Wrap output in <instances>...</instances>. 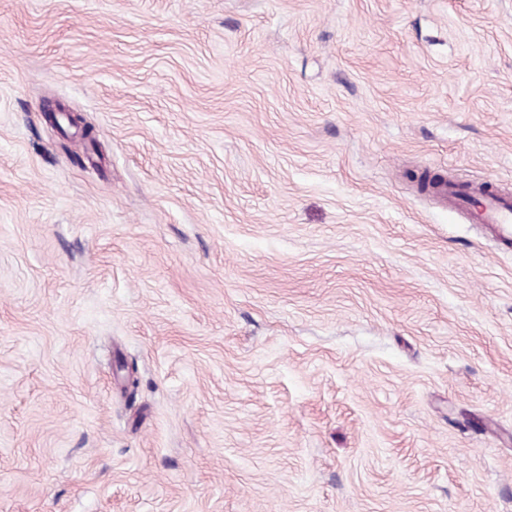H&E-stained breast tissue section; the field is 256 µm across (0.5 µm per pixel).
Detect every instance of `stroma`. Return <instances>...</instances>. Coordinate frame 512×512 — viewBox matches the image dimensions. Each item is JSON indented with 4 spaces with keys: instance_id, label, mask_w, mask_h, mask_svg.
<instances>
[{
    "instance_id": "1",
    "label": "stroma",
    "mask_w": 512,
    "mask_h": 512,
    "mask_svg": "<svg viewBox=\"0 0 512 512\" xmlns=\"http://www.w3.org/2000/svg\"><path fill=\"white\" fill-rule=\"evenodd\" d=\"M424 172L512 198V0H0V512H512Z\"/></svg>"
}]
</instances>
